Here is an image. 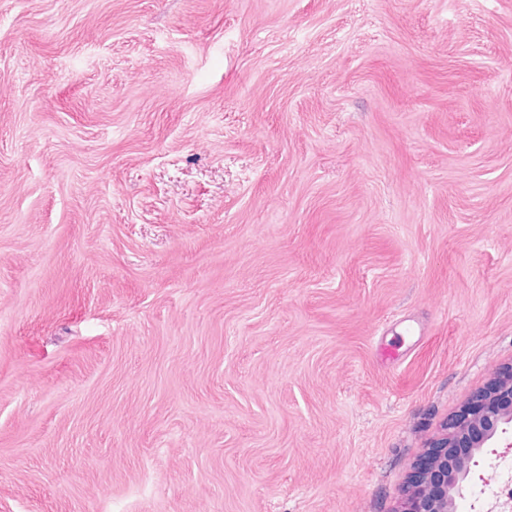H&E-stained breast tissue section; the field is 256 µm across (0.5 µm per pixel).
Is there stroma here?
<instances>
[{
	"mask_svg": "<svg viewBox=\"0 0 512 512\" xmlns=\"http://www.w3.org/2000/svg\"><path fill=\"white\" fill-rule=\"evenodd\" d=\"M510 370L512 0H0V512H401Z\"/></svg>",
	"mask_w": 512,
	"mask_h": 512,
	"instance_id": "35a3bbf8",
	"label": "stroma"
}]
</instances>
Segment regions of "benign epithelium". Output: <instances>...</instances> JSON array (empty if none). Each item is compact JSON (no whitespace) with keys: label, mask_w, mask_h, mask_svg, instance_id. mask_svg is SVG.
Segmentation results:
<instances>
[{"label":"benign epithelium","mask_w":512,"mask_h":512,"mask_svg":"<svg viewBox=\"0 0 512 512\" xmlns=\"http://www.w3.org/2000/svg\"><path fill=\"white\" fill-rule=\"evenodd\" d=\"M512 372L496 380L486 394L463 408L451 421L440 448H454L460 441L475 450L512 440ZM469 474L468 461L450 454L432 460L424 487L407 499L403 512H457L456 501L463 496V482Z\"/></svg>","instance_id":"7a95c632"}]
</instances>
